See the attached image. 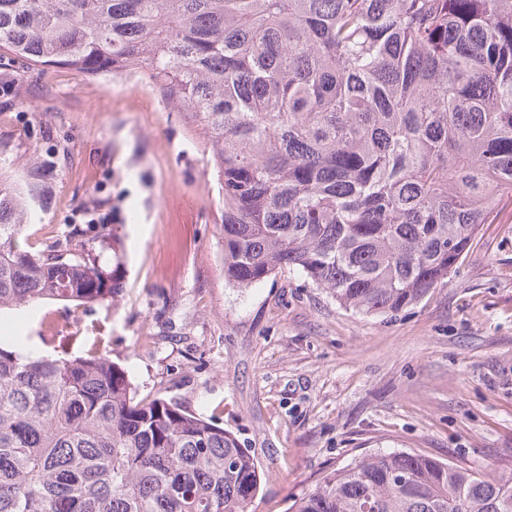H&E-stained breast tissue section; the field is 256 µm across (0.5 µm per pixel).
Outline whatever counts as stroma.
<instances>
[{
	"label": "stroma",
	"instance_id": "stroma-1",
	"mask_svg": "<svg viewBox=\"0 0 512 512\" xmlns=\"http://www.w3.org/2000/svg\"><path fill=\"white\" fill-rule=\"evenodd\" d=\"M0 173L27 180L34 246L107 228L86 248L118 297L83 315L42 303L5 346L93 347L162 397L233 433L262 473L253 512H288L324 471L403 450L487 475L512 462V198L456 272L389 315L340 305L302 274L224 279L222 196L200 116L138 76L0 59Z\"/></svg>",
	"mask_w": 512,
	"mask_h": 512
}]
</instances>
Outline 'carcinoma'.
I'll use <instances>...</instances> for the list:
<instances>
[{
	"mask_svg": "<svg viewBox=\"0 0 512 512\" xmlns=\"http://www.w3.org/2000/svg\"><path fill=\"white\" fill-rule=\"evenodd\" d=\"M0 53L200 115L238 288L288 269L396 314L512 194V0H0ZM32 202L0 189V320L114 298L85 249L20 243ZM260 483L231 432L137 398L107 354L0 346V512H252ZM291 512H512V472L378 450Z\"/></svg>",
	"mask_w": 512,
	"mask_h": 512,
	"instance_id": "1",
	"label": "carcinoma"
}]
</instances>
